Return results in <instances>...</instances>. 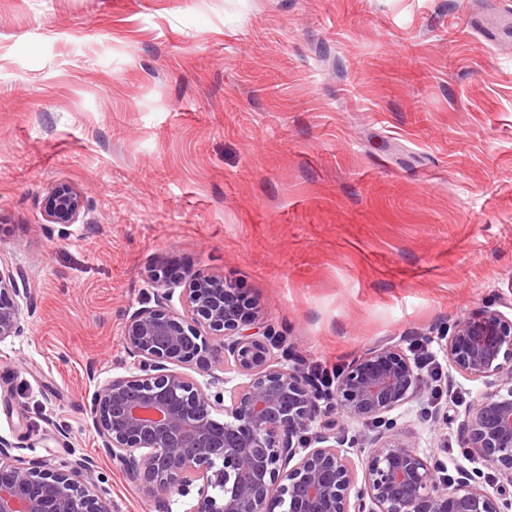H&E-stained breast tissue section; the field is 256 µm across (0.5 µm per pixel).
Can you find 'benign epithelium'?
I'll return each instance as SVG.
<instances>
[{"label":"benign epithelium","instance_id":"benign-epithelium-1","mask_svg":"<svg viewBox=\"0 0 512 512\" xmlns=\"http://www.w3.org/2000/svg\"><path fill=\"white\" fill-rule=\"evenodd\" d=\"M42 210L48 224H76L86 202L61 184ZM147 279L153 305L124 323L134 370L104 381L88 404L102 450L145 500L164 507L192 495L190 512H512V317L484 310L440 336L449 366L481 384L459 429L498 473L490 491L469 472L445 479L440 460L395 431L391 413L431 392L400 346L367 349L322 394L282 363L278 337L224 277L196 270L172 282L158 264ZM31 294L22 270L0 266V342L22 332ZM219 361L243 379L228 405L225 380L211 375ZM191 365L211 380L198 383L183 371ZM348 421L383 426L357 438L366 451L357 462L343 450ZM14 449L0 437V512H108L85 482L95 459L54 465Z\"/></svg>","mask_w":512,"mask_h":512}]
</instances>
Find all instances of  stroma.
Wrapping results in <instances>:
<instances>
[{"label":"stroma","instance_id":"1","mask_svg":"<svg viewBox=\"0 0 512 512\" xmlns=\"http://www.w3.org/2000/svg\"><path fill=\"white\" fill-rule=\"evenodd\" d=\"M512 0H0V265L34 300L0 343V436L87 455L109 512H157L87 406L127 374L159 257L224 276L301 367L512 315ZM68 184L87 211L47 231ZM420 453L460 443L478 383L444 368ZM67 427L61 439L59 427Z\"/></svg>","mask_w":512,"mask_h":512}]
</instances>
